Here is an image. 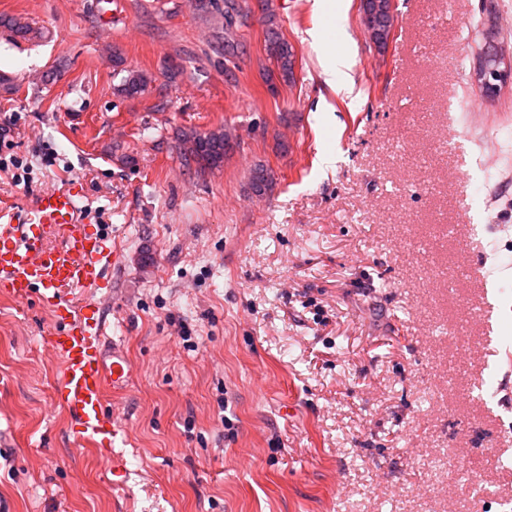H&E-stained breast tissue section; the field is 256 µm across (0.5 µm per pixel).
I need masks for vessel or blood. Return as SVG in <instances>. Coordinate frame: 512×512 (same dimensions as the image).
<instances>
[{
  "mask_svg": "<svg viewBox=\"0 0 512 512\" xmlns=\"http://www.w3.org/2000/svg\"><path fill=\"white\" fill-rule=\"evenodd\" d=\"M79 194L71 186L43 191L23 223L0 224V294L50 310L54 323L44 342L59 362L55 400L76 440L96 447L117 436L106 396L124 389L130 367L120 351H108L100 312L76 298L96 287L115 259L79 219Z\"/></svg>",
  "mask_w": 512,
  "mask_h": 512,
  "instance_id": "b4317fda",
  "label": "vessel or blood"
}]
</instances>
